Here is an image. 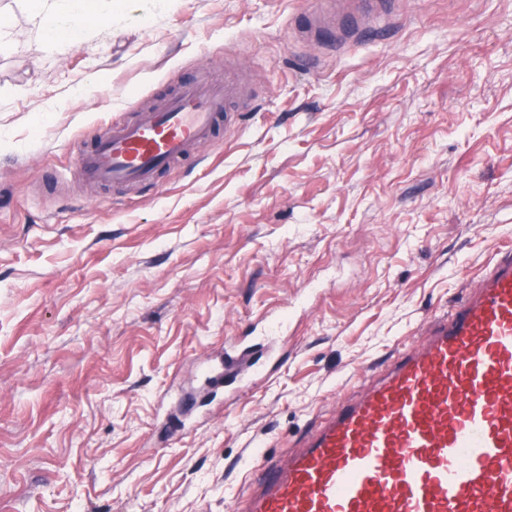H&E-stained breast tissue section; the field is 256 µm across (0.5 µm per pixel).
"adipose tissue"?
<instances>
[{
	"instance_id": "obj_1",
	"label": "adipose tissue",
	"mask_w": 512,
	"mask_h": 512,
	"mask_svg": "<svg viewBox=\"0 0 512 512\" xmlns=\"http://www.w3.org/2000/svg\"><path fill=\"white\" fill-rule=\"evenodd\" d=\"M29 9L34 23L38 26L48 48H56L65 42H75L78 22L91 10V0H29Z\"/></svg>"
}]
</instances>
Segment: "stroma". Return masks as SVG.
I'll use <instances>...</instances> for the list:
<instances>
[{
    "label": "stroma",
    "instance_id": "35a3bbf8",
    "mask_svg": "<svg viewBox=\"0 0 512 512\" xmlns=\"http://www.w3.org/2000/svg\"><path fill=\"white\" fill-rule=\"evenodd\" d=\"M319 0H100L47 50L0 0V512H233L512 248V0H400L351 48ZM257 89L139 189L81 150L198 68ZM302 308L245 395L203 362Z\"/></svg>",
    "mask_w": 512,
    "mask_h": 512
}]
</instances>
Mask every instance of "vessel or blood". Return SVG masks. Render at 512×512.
<instances>
[{"label": "vessel or blood", "instance_id": "vessel-or-blood-1", "mask_svg": "<svg viewBox=\"0 0 512 512\" xmlns=\"http://www.w3.org/2000/svg\"><path fill=\"white\" fill-rule=\"evenodd\" d=\"M396 0H325L304 31L336 45ZM206 68L177 94L113 122L81 154L89 184L134 187L198 152L215 116L250 99ZM238 512H512V251L421 337L337 403L297 448L263 459Z\"/></svg>", "mask_w": 512, "mask_h": 512}]
</instances>
